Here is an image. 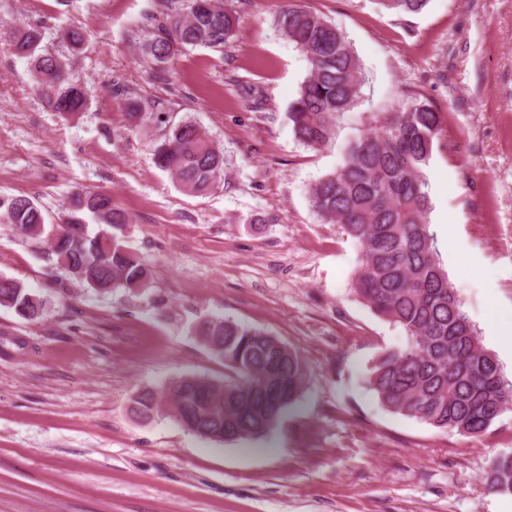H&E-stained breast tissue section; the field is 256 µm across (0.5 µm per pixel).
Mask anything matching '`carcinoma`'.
Instances as JSON below:
<instances>
[{"instance_id":"obj_1","label":"carcinoma","mask_w":512,"mask_h":512,"mask_svg":"<svg viewBox=\"0 0 512 512\" xmlns=\"http://www.w3.org/2000/svg\"><path fill=\"white\" fill-rule=\"evenodd\" d=\"M377 2L402 15L421 12L428 0ZM237 21L224 0H188L185 11L171 9L155 19L142 44L143 58L162 71L188 48L221 52ZM276 26L310 66L288 122L300 143L318 149L331 141L337 118L359 98L360 60L342 30L297 0H288ZM41 37L38 28L21 27L10 50L27 60L37 82L51 90L48 104L53 111H85L84 89L70 78L62 57L42 51ZM126 109L135 126L149 119L169 127L154 145L153 159L183 191L203 196L221 180L224 154L198 123L185 119L172 125L162 112H142L135 97L127 98ZM442 125V114L420 99L397 109L348 145L343 165L310 187L309 200L321 220L340 225L357 243L356 295L406 332V344L381 354L369 370L367 382L379 402L392 413L477 438L512 408V380L482 346L449 282L437 236L427 221L431 198L426 171ZM66 219L84 225L83 235L77 243H57L44 252L51 271L99 294L148 286V268L116 235L131 222L130 216L114 206L110 195L84 190L72 194ZM91 221L99 227L95 233L89 231ZM0 222L36 245L47 243L61 228L48 223L43 209L24 196L0 195ZM49 303L22 281L0 275L1 308L38 322L47 315ZM196 336L224 361L226 370L224 381H210L209 403L197 405L187 396L190 382L200 377L180 376L160 391H138L130 412L147 420L161 415L166 397L179 396L195 418L224 412V425L211 423L197 433L201 438L232 443L265 435L302 393L307 366L300 354L289 346L276 348L261 329L224 317L200 321ZM272 389L279 393V402L271 408L264 398ZM485 482L492 492L512 496V454L491 461Z\"/></svg>"}]
</instances>
